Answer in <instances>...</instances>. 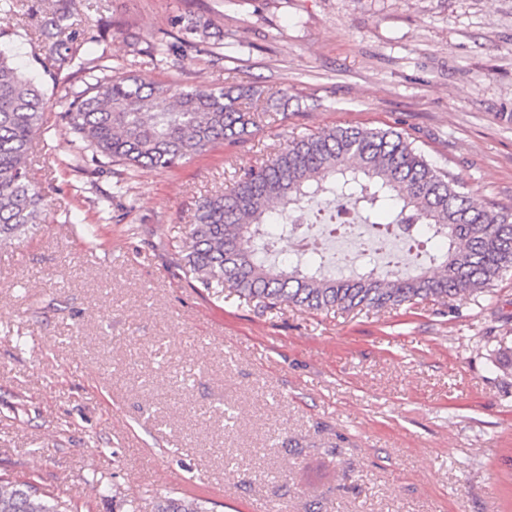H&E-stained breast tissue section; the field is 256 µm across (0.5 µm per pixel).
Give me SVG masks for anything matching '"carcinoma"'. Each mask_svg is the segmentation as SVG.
I'll return each mask as SVG.
<instances>
[{
    "label": "carcinoma",
    "mask_w": 512,
    "mask_h": 512,
    "mask_svg": "<svg viewBox=\"0 0 512 512\" xmlns=\"http://www.w3.org/2000/svg\"><path fill=\"white\" fill-rule=\"evenodd\" d=\"M64 6L49 20L46 54L58 69L74 66L77 34ZM173 40L138 48L158 65L176 53L213 52L224 32L190 10L176 16ZM280 91L238 85L158 86L130 71L95 78L68 102L61 119L92 160L119 162L129 175L169 169L224 139L236 144L270 119ZM45 95L0 50V245H10L43 213L28 167L41 128ZM323 200L334 203L328 230L338 224H418L429 237L412 240L415 270L366 266L338 277L322 251L285 265L280 237L306 221ZM184 277L205 288H230L264 308L292 305L310 312L384 311L457 296L481 297L512 268V210L476 204L451 172L430 163L407 132L327 128L292 138L223 194L203 199L182 244ZM0 512H77L31 482L0 475ZM158 512H207L198 498H167Z\"/></svg>",
    "instance_id": "cac0c4a2"
}]
</instances>
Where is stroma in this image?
<instances>
[{"mask_svg":"<svg viewBox=\"0 0 512 512\" xmlns=\"http://www.w3.org/2000/svg\"><path fill=\"white\" fill-rule=\"evenodd\" d=\"M86 70L17 0L0 49L47 99L31 172L47 221L0 248V474L80 512H512V270L490 295L396 310L265 309L181 272L198 203L289 137L406 131L477 202L512 209V0H68ZM224 31L138 73L287 91L248 142L129 177L70 150L59 114L89 68L123 71L185 9ZM238 417L226 427L225 410ZM175 471L186 484L156 481ZM206 501L198 498H167L158 505V512H207Z\"/></svg>","mask_w":512,"mask_h":512,"instance_id":"1","label":"stroma"}]
</instances>
